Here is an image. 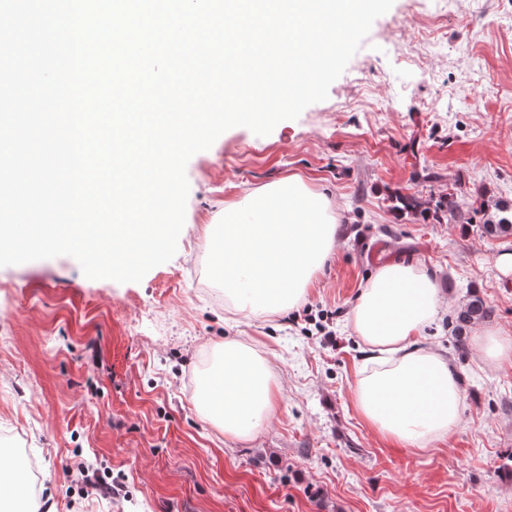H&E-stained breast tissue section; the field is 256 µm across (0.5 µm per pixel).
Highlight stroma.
Masks as SVG:
<instances>
[{"label":"stroma","instance_id":"1","mask_svg":"<svg viewBox=\"0 0 512 512\" xmlns=\"http://www.w3.org/2000/svg\"><path fill=\"white\" fill-rule=\"evenodd\" d=\"M299 175L325 193L337 236L314 286L276 314L202 293L226 203ZM175 256L138 283L86 278L59 256L0 267V436L34 470L41 512H512V364L476 334L512 340V236L482 231L481 201L512 202V0H394L326 100L261 137L225 131L195 154ZM454 194L440 221L395 210ZM388 261L431 272L448 310L418 341L456 372V428L411 451L356 410L370 370L350 312ZM492 310L456 342L472 295ZM268 362L275 407L249 436L195 410L210 349ZM104 491L88 492L83 472Z\"/></svg>","mask_w":512,"mask_h":512}]
</instances>
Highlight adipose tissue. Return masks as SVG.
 <instances>
[{
    "label": "adipose tissue",
    "mask_w": 512,
    "mask_h": 512,
    "mask_svg": "<svg viewBox=\"0 0 512 512\" xmlns=\"http://www.w3.org/2000/svg\"><path fill=\"white\" fill-rule=\"evenodd\" d=\"M436 281L413 265H383L361 289L350 322L372 353L373 369L357 378L353 401L383 436L424 449L456 426L462 392L449 362L418 347L417 338L441 309ZM276 391L263 360L228 342L214 374H203L199 402L225 433L245 437L274 409Z\"/></svg>",
    "instance_id": "ef3b65f1"
}]
</instances>
